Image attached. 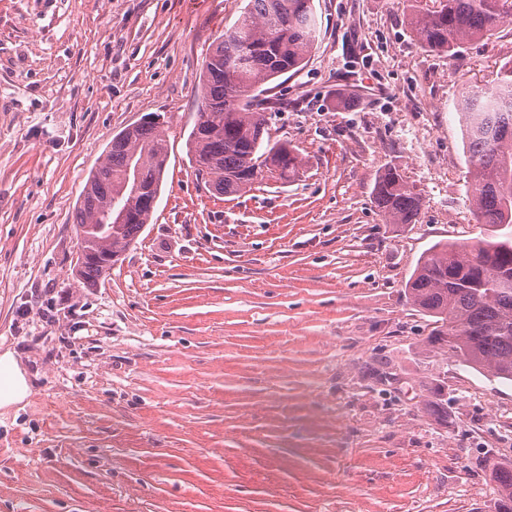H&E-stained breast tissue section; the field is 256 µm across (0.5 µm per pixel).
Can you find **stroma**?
I'll use <instances>...</instances> for the list:
<instances>
[{"mask_svg": "<svg viewBox=\"0 0 512 512\" xmlns=\"http://www.w3.org/2000/svg\"><path fill=\"white\" fill-rule=\"evenodd\" d=\"M245 5L0 0V347L33 379L0 410V512H495L512 382L430 344L405 283L435 243L487 233L457 105L512 60V22L447 56L403 0H314L320 41L267 112L303 165L224 196L186 142ZM150 116L155 210L83 287L76 203ZM390 166L415 223L373 202Z\"/></svg>", "mask_w": 512, "mask_h": 512, "instance_id": "1", "label": "stroma"}]
</instances>
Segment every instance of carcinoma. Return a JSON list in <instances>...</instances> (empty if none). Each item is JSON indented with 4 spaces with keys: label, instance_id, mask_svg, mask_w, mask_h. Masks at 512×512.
Returning a JSON list of instances; mask_svg holds the SVG:
<instances>
[{
    "label": "carcinoma",
    "instance_id": "carcinoma-1",
    "mask_svg": "<svg viewBox=\"0 0 512 512\" xmlns=\"http://www.w3.org/2000/svg\"><path fill=\"white\" fill-rule=\"evenodd\" d=\"M413 40L453 55L460 43L489 37L512 21V0H404ZM319 40L313 0H248L236 24L218 38L200 79L197 119L187 146L195 171L221 195L243 194L275 169L299 172L293 147L267 136L263 105L269 84L300 71ZM463 123L471 192L480 223L501 230L479 251L440 241L425 252L405 284L413 304L432 318L431 341L474 369L512 382V66L491 85L464 96ZM167 165L157 125L144 119L109 143L92 170L76 212L80 255L74 277L87 288L107 276L149 223ZM375 206L392 224H413L422 199L395 167L375 185ZM495 512H512V467L497 469Z\"/></svg>",
    "mask_w": 512,
    "mask_h": 512
}]
</instances>
